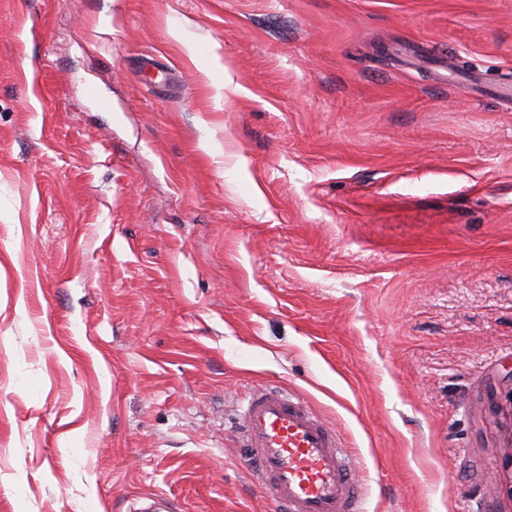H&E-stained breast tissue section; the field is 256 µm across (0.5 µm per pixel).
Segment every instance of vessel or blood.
Listing matches in <instances>:
<instances>
[{
    "label": "vessel or blood",
    "mask_w": 512,
    "mask_h": 512,
    "mask_svg": "<svg viewBox=\"0 0 512 512\" xmlns=\"http://www.w3.org/2000/svg\"><path fill=\"white\" fill-rule=\"evenodd\" d=\"M239 437L273 512H361L352 460L304 397L280 387L254 392Z\"/></svg>",
    "instance_id": "b4317fda"
}]
</instances>
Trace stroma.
Instances as JSON below:
<instances>
[{"label":"stroma","instance_id":"stroma-1","mask_svg":"<svg viewBox=\"0 0 512 512\" xmlns=\"http://www.w3.org/2000/svg\"><path fill=\"white\" fill-rule=\"evenodd\" d=\"M471 77L512 85V0H0V512H272L268 385L365 512H512V105Z\"/></svg>","mask_w":512,"mask_h":512}]
</instances>
